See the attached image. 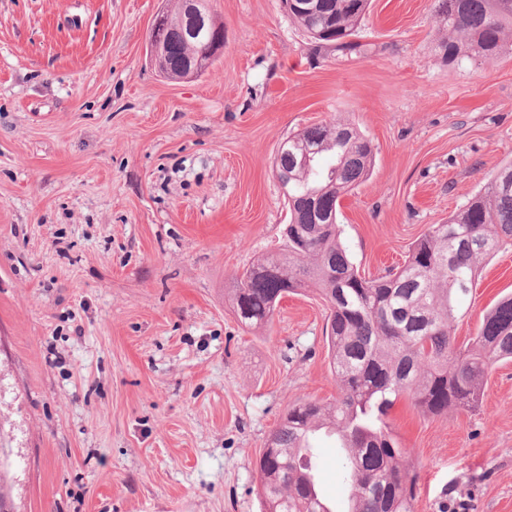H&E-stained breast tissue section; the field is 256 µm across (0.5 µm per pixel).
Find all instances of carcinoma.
Here are the masks:
<instances>
[{"label":"carcinoma","mask_w":512,"mask_h":512,"mask_svg":"<svg viewBox=\"0 0 512 512\" xmlns=\"http://www.w3.org/2000/svg\"><path fill=\"white\" fill-rule=\"evenodd\" d=\"M312 9L288 17L338 61L368 57L359 24L370 0H310ZM434 15L448 63L479 66L512 43V0H435ZM182 0L162 12L153 33L164 53L157 66L178 80L191 57L220 61L224 24L209 15L200 38L187 43ZM274 168L288 208L281 248L246 269L227 289L242 324L272 322L281 300L313 287L327 304L325 338L338 398L327 405L302 401L288 407L258 462L264 512H330L310 485L309 435L336 436L347 512H412V483L403 451L384 417L404 394L431 415L475 407L489 372L512 358V297L483 317L476 336L459 348L452 324L476 287L486 259L512 245V162L504 165L443 224H433L403 265L377 277L362 274L341 239V199L374 164V146L360 129L338 118L285 138ZM8 468L0 461V512H14Z\"/></svg>","instance_id":"cac0c4a2"}]
</instances>
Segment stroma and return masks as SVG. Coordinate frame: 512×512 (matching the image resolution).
<instances>
[{
    "label": "stroma",
    "mask_w": 512,
    "mask_h": 512,
    "mask_svg": "<svg viewBox=\"0 0 512 512\" xmlns=\"http://www.w3.org/2000/svg\"><path fill=\"white\" fill-rule=\"evenodd\" d=\"M167 0H0V441L16 512H263L257 462L288 406L335 399L327 310L283 298L245 329L224 290L282 241L278 143L337 117L376 148L338 222L366 276L405 260L512 161V47L443 61L434 0H372L367 58L314 57L281 0H211L224 55L148 62ZM512 292L485 263L456 343ZM413 512H512V362L479 407L386 419ZM332 512L348 491L315 433Z\"/></svg>",
    "instance_id": "stroma-1"
}]
</instances>
